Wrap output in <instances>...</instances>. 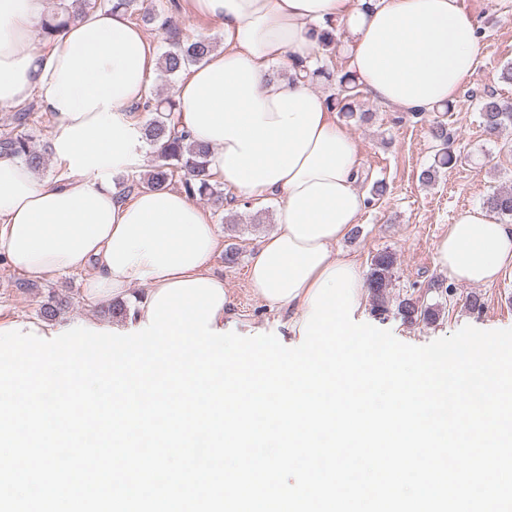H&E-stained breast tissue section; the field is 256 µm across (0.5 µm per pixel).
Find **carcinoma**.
Returning a JSON list of instances; mask_svg holds the SVG:
<instances>
[{
  "label": "carcinoma",
  "instance_id": "carcinoma-1",
  "mask_svg": "<svg viewBox=\"0 0 512 512\" xmlns=\"http://www.w3.org/2000/svg\"><path fill=\"white\" fill-rule=\"evenodd\" d=\"M109 7L122 9L126 12L135 11L136 0H82L81 7L69 11L65 7H57L54 12L43 18L41 30L43 39L52 43L58 35L72 22L81 19L88 12ZM217 44L212 38L196 36L192 39L176 40L170 49L165 51L159 60V70L165 77H177L216 51ZM338 91L335 97L329 98L330 108L339 109L347 117L354 116L355 100L359 96L358 84L352 74L344 73L337 79ZM485 127L490 131L512 125V102H505L493 96L482 97L478 101ZM133 112H147L152 118L139 126L141 139L152 148L156 165L146 174L131 175L127 178L124 190L130 192L136 188L166 189L178 183L181 188L194 197H207L216 209L224 207V184L214 180L208 172V158L211 150L208 146L192 140L188 131L181 125L180 113L176 101L150 95L146 100L131 108ZM440 149L437 165L423 169L419 179L430 184L435 181L438 167H445L455 161L449 146V135L446 124L438 122L431 130ZM0 153L21 158L34 171L46 168L48 158L46 152L39 150L32 142L30 135L23 131L0 138ZM487 208L505 218H512V188L499 191L486 199ZM395 258L389 252L373 257L367 275V288L372 296L374 310L380 314L387 311L388 288L392 287ZM68 306L64 298L49 296L47 302L40 307L39 314L43 321L55 320ZM398 310L408 322H434L439 317V310L431 306H421L411 298H404L398 303ZM98 313L112 319L124 320L130 316V309L121 303L114 302L100 307Z\"/></svg>",
  "mask_w": 512,
  "mask_h": 512
}]
</instances>
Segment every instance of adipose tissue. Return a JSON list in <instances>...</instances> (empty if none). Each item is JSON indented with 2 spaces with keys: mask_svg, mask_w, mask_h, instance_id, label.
<instances>
[{
  "mask_svg": "<svg viewBox=\"0 0 512 512\" xmlns=\"http://www.w3.org/2000/svg\"><path fill=\"white\" fill-rule=\"evenodd\" d=\"M193 14L224 27L223 53L190 68L178 88L182 123L212 152L208 170L259 204L281 203L277 231L253 248L252 291L287 309L301 334L326 274L349 266L337 242L366 206L356 147L305 70L316 62L313 27L333 24L357 83L372 98L411 112L445 106L468 84L483 51L462 0H189ZM47 0H0V106L38 100L54 123L57 172L39 178L0 154V256L31 276L92 269L87 306L123 300L146 322L169 284L217 276L215 227L184 190L125 196L116 173L142 163L127 116L149 91L155 45L121 10L88 13L51 48L34 43ZM450 281L494 283L512 268V226L465 210L436 245Z\"/></svg>",
  "mask_w": 512,
  "mask_h": 512,
  "instance_id": "ef3b65f1",
  "label": "adipose tissue"
}]
</instances>
